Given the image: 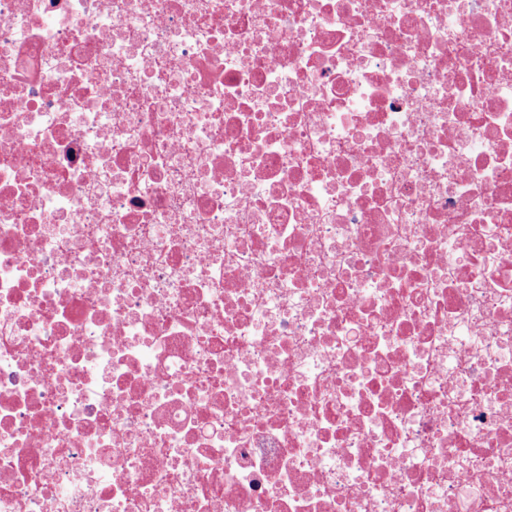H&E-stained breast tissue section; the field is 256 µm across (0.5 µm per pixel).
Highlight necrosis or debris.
<instances>
[{
	"instance_id": "necrosis-or-debris-1",
	"label": "necrosis or debris",
	"mask_w": 512,
	"mask_h": 512,
	"mask_svg": "<svg viewBox=\"0 0 512 512\" xmlns=\"http://www.w3.org/2000/svg\"><path fill=\"white\" fill-rule=\"evenodd\" d=\"M0 512H512V0H0Z\"/></svg>"
}]
</instances>
